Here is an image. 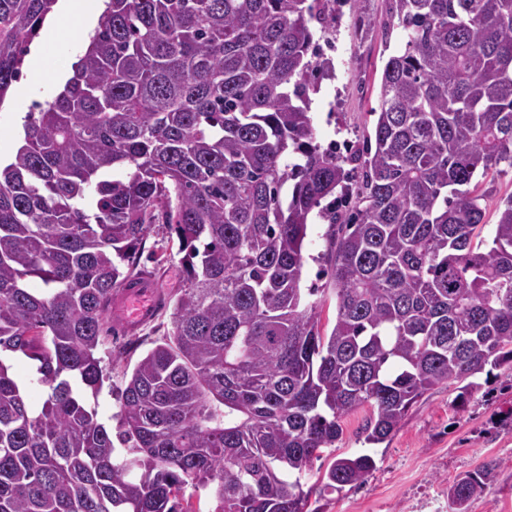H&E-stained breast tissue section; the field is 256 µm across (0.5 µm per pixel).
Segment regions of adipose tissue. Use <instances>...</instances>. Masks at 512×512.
<instances>
[{
    "instance_id": "1",
    "label": "adipose tissue",
    "mask_w": 512,
    "mask_h": 512,
    "mask_svg": "<svg viewBox=\"0 0 512 512\" xmlns=\"http://www.w3.org/2000/svg\"><path fill=\"white\" fill-rule=\"evenodd\" d=\"M104 9L105 0H61L59 14L46 33V41L35 44L31 49V64L25 79L19 85L20 101H27L37 93L52 97L63 90L69 78L68 73H50L44 67V55L50 39L61 38L66 28L75 25L94 27Z\"/></svg>"
}]
</instances>
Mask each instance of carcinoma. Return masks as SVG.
<instances>
[{"instance_id": "cac0c4a2", "label": "carcinoma", "mask_w": 512, "mask_h": 512, "mask_svg": "<svg viewBox=\"0 0 512 512\" xmlns=\"http://www.w3.org/2000/svg\"><path fill=\"white\" fill-rule=\"evenodd\" d=\"M386 2L402 45L353 158L317 142L331 65L308 0H108L0 165V512H196L188 489L211 512H311L301 478L351 411L368 407L365 441L382 443L434 387L459 383L463 404L471 378L512 363V194L488 240L475 180L512 169V0ZM56 3L0 0V105ZM335 3L314 0L323 32ZM160 210L183 285L114 435L84 392L103 387L112 292ZM315 216L332 227L325 334L318 289L300 288ZM13 355L39 362L41 402ZM375 469L335 458L319 493Z\"/></svg>"}]
</instances>
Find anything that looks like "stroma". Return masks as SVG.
<instances>
[{"label":"stroma","mask_w":512,"mask_h":512,"mask_svg":"<svg viewBox=\"0 0 512 512\" xmlns=\"http://www.w3.org/2000/svg\"><path fill=\"white\" fill-rule=\"evenodd\" d=\"M386 10L385 0H342L338 7L336 77L324 81L310 113L322 143L351 146L372 131L383 66L401 39L400 30H384ZM328 231V224L320 220L309 225L301 280L302 288L323 289L318 312L327 332L335 323L336 303L324 288L325 277L318 274V259L327 251ZM177 249L164 226L155 225L132 255L130 267L152 276L164 303L135 331H124L112 320L104 327L99 356L105 382L97 395L87 396L86 403L109 429L118 425L119 398L132 369L171 327L167 300L182 285ZM476 381L477 388L462 406L456 401V383L434 387L413 404L397 431L376 445L365 443L362 435L367 408L346 416L334 455L367 453L376 469L361 485L323 497L312 493L311 508L315 512H452L449 484L496 460L500 466L494 478L470 503L468 512H512V367L479 374Z\"/></svg>","instance_id":"stroma-1"}]
</instances>
